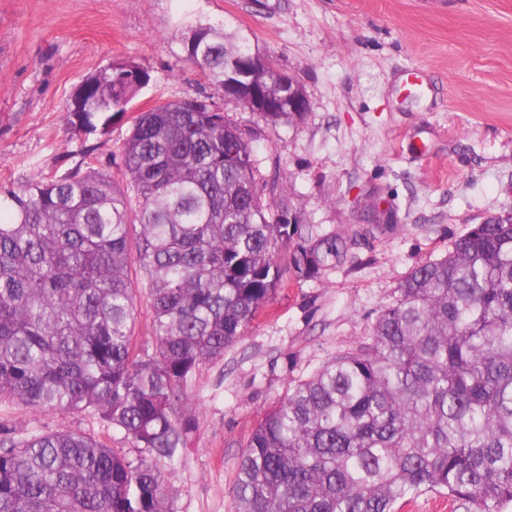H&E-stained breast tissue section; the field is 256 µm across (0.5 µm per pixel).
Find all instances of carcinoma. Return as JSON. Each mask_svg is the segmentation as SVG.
<instances>
[{"label": "carcinoma", "mask_w": 512, "mask_h": 512, "mask_svg": "<svg viewBox=\"0 0 512 512\" xmlns=\"http://www.w3.org/2000/svg\"><path fill=\"white\" fill-rule=\"evenodd\" d=\"M181 60L220 86L260 53L198 25ZM151 81L115 62L78 89L74 134H108ZM266 121L295 125L273 63ZM121 177L76 166L0 185V401L91 410L134 448L171 457L192 430L184 387L237 344L288 271L342 265L352 239L302 224L255 177L254 147L204 100L137 112ZM362 221L391 226L370 204ZM136 259L152 344L133 342ZM364 341L337 353L257 423L236 512H396L440 493L466 512L512 501V212L475 224L400 280ZM169 478L76 431L17 439L0 424V512H173Z\"/></svg>", "instance_id": "obj_1"}]
</instances>
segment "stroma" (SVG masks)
Here are the masks:
<instances>
[{
    "instance_id": "1",
    "label": "stroma",
    "mask_w": 512,
    "mask_h": 512,
    "mask_svg": "<svg viewBox=\"0 0 512 512\" xmlns=\"http://www.w3.org/2000/svg\"><path fill=\"white\" fill-rule=\"evenodd\" d=\"M224 24L305 90L311 109L272 125L181 62L182 32ZM147 68L133 111L208 98L255 149L256 178H277L301 223L348 232L379 202L392 229L360 231L346 263L289 276L223 359L189 378L195 429L173 459L174 512H235L233 487L265 411L336 352L368 334L414 266L447 254L473 225L512 212V0H0V184L119 166L131 125L73 134L74 89L115 62ZM23 438L70 430L131 454L123 433L85 412L0 402Z\"/></svg>"
}]
</instances>
